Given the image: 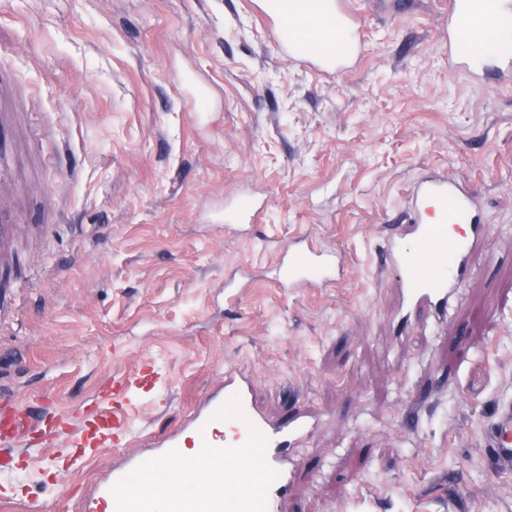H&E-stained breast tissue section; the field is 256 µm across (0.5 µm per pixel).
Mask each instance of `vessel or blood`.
<instances>
[{"instance_id": "obj_1", "label": "vessel or blood", "mask_w": 512, "mask_h": 512, "mask_svg": "<svg viewBox=\"0 0 512 512\" xmlns=\"http://www.w3.org/2000/svg\"><path fill=\"white\" fill-rule=\"evenodd\" d=\"M256 19L265 27L280 54L323 75L350 72L358 61L364 21L349 0H251ZM441 34L448 45V65L464 71L474 84L512 82V0H448ZM15 162L0 154V246L15 233ZM262 211L250 195L225 201V224L249 233ZM403 226L383 238L380 257L399 276L402 296L400 319L405 326L416 319L436 325L446 319L473 254L486 234L480 196L470 183L438 170L420 176L411 186L403 208ZM342 264L340 255L309 246L281 251L275 262V283L281 290L331 283ZM132 380L112 388V403L96 409L90 421L94 435L83 427L61 437L78 447L97 438L128 434L127 411L133 408ZM231 424L234 441L222 428ZM46 423L14 413L0 421V474H17L12 448L27 445L31 435L45 431ZM310 429L305 416H271L257 404L248 375L238 368L224 371L218 393L207 396L177 431L151 435L150 453H135L99 482L82 505L83 512H127L140 472L177 462L194 489L195 473L215 468L224 459L236 466L225 482L206 483L195 497L194 512H279L288 490V475L297 459L288 453L291 439ZM501 468L512 467V403H505L488 436Z\"/></svg>"}]
</instances>
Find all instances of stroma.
I'll return each mask as SVG.
<instances>
[{
    "mask_svg": "<svg viewBox=\"0 0 512 512\" xmlns=\"http://www.w3.org/2000/svg\"><path fill=\"white\" fill-rule=\"evenodd\" d=\"M352 2L362 57L332 78L280 57L248 0H0L18 250L35 271L0 308V400L55 418L114 375L161 374L130 438L16 449L0 512H82L228 367L270 414L315 422L283 512H512V469L484 446L512 402V85L449 70L442 0ZM431 168L478 187L488 231L447 323L406 328L380 234ZM253 187L262 222L226 230L225 198ZM298 239L340 253L343 277L277 288L274 259Z\"/></svg>",
    "mask_w": 512,
    "mask_h": 512,
    "instance_id": "obj_1",
    "label": "stroma"
}]
</instances>
